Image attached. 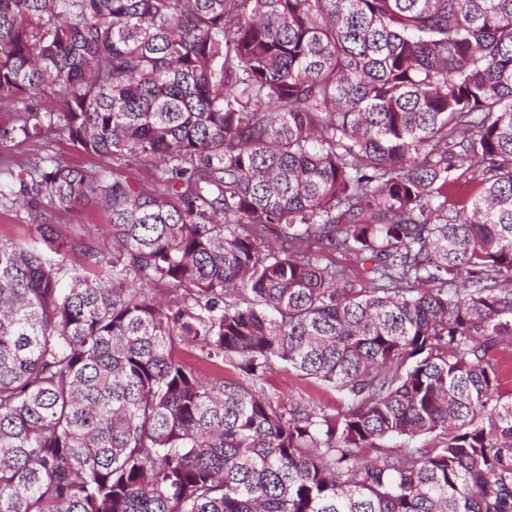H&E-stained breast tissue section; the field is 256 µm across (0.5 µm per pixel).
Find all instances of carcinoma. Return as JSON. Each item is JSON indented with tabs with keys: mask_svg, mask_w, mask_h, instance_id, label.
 Listing matches in <instances>:
<instances>
[{
	"mask_svg": "<svg viewBox=\"0 0 512 512\" xmlns=\"http://www.w3.org/2000/svg\"><path fill=\"white\" fill-rule=\"evenodd\" d=\"M0 94L151 175L0 169L112 226L0 242V512H512V0H0ZM493 362L500 370V391L503 394L512 392V350H499L493 353ZM266 393L283 404L291 400L309 401L329 412L341 410L343 402L336 390L316 379L276 365L261 381Z\"/></svg>",
	"mask_w": 512,
	"mask_h": 512,
	"instance_id": "cac0c4a2",
	"label": "carcinoma"
}]
</instances>
